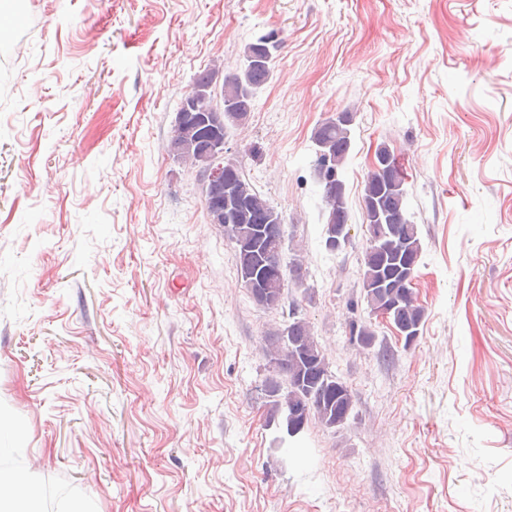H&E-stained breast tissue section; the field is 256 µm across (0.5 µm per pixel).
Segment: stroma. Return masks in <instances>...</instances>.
Segmentation results:
<instances>
[{"instance_id":"obj_1","label":"stroma","mask_w":512,"mask_h":512,"mask_svg":"<svg viewBox=\"0 0 512 512\" xmlns=\"http://www.w3.org/2000/svg\"><path fill=\"white\" fill-rule=\"evenodd\" d=\"M0 38V466L40 512H512V0H8ZM279 47L225 157L303 284L257 306L167 144L195 74ZM351 112L331 252L315 129ZM258 144L262 154L246 150ZM406 173L425 308L405 345L361 293L377 147ZM309 322L355 408L289 455L263 347ZM375 343L350 346L348 320ZM393 361L380 356L383 346Z\"/></svg>"}]
</instances>
